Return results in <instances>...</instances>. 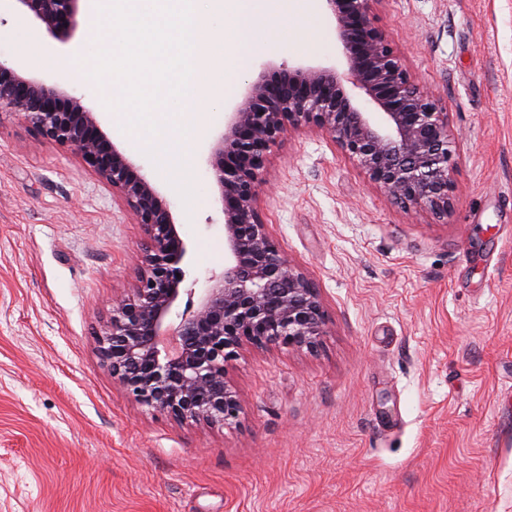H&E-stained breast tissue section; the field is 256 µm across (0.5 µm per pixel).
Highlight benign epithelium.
Masks as SVG:
<instances>
[{"label": "benign epithelium", "mask_w": 512, "mask_h": 512, "mask_svg": "<svg viewBox=\"0 0 512 512\" xmlns=\"http://www.w3.org/2000/svg\"><path fill=\"white\" fill-rule=\"evenodd\" d=\"M82 0H12V10L54 38H73ZM347 69L267 67L228 113L212 155L224 214L221 276L177 312L189 250L168 203L111 142L82 99L0 59V112L74 151L112 188L145 241L132 295L112 302L99 338L102 362L143 406L175 420L228 425L241 402L226 363L246 345L315 349L325 334L319 289L290 264L257 206L270 148L289 128L324 131L368 179L409 208L447 218L454 207L448 113L403 68L372 19L376 0H324ZM349 83L378 113L362 112ZM179 318L178 323L171 316Z\"/></svg>", "instance_id": "benign-epithelium-1"}]
</instances>
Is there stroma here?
I'll list each match as a JSON object with an SVG mask.
<instances>
[{"mask_svg":"<svg viewBox=\"0 0 512 512\" xmlns=\"http://www.w3.org/2000/svg\"><path fill=\"white\" fill-rule=\"evenodd\" d=\"M320 48L247 59L195 146L205 195L185 206L112 131L100 94L0 58L81 97L170 205L190 248L185 288L224 271L210 154L266 64L343 66ZM374 20L447 112L455 206L407 208L328 135L288 130L258 206L326 315L317 349L245 347L228 361L237 422L176 421L137 403L98 352L130 295L144 233L71 150L0 115V512H512V0H378Z\"/></svg>","mask_w":512,"mask_h":512,"instance_id":"1","label":"stroma"}]
</instances>
